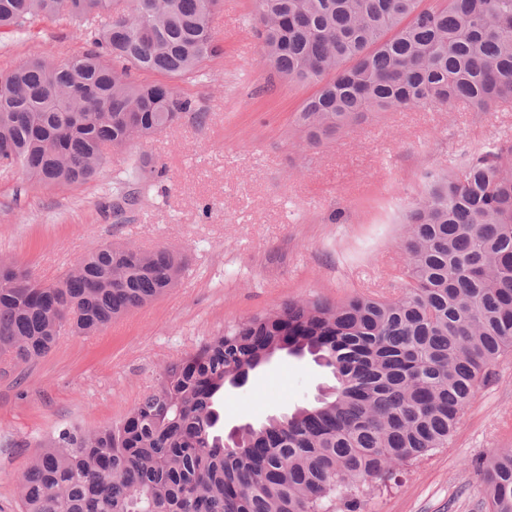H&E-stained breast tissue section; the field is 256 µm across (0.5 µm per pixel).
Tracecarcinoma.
Returning a JSON list of instances; mask_svg holds the SVG:
<instances>
[{
  "instance_id": "cac0c4a2",
  "label": "carcinoma",
  "mask_w": 512,
  "mask_h": 512,
  "mask_svg": "<svg viewBox=\"0 0 512 512\" xmlns=\"http://www.w3.org/2000/svg\"><path fill=\"white\" fill-rule=\"evenodd\" d=\"M220 4L0 0V38L69 20L91 45L0 72V168L81 185L105 147L202 117L176 83L223 54ZM254 29L263 66L318 86L297 115L310 148L370 112L512 102V0H256ZM403 223L397 295L290 299L229 327L120 422L47 437L19 477L21 512H360L364 487L448 447L512 355V138L426 172ZM185 271L171 249L133 245H102L51 282L0 261V357L27 364L98 333ZM285 349L318 355L338 385L224 442V388ZM483 491L489 512H512L511 449L487 461Z\"/></svg>"
}]
</instances>
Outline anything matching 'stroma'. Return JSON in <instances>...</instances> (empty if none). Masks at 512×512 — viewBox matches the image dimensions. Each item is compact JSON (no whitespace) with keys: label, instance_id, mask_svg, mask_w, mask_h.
Segmentation results:
<instances>
[{"label":"stroma","instance_id":"obj_1","mask_svg":"<svg viewBox=\"0 0 512 512\" xmlns=\"http://www.w3.org/2000/svg\"><path fill=\"white\" fill-rule=\"evenodd\" d=\"M254 0H223L213 27L224 52L204 80L180 84L205 114L184 118L130 152H109L96 180L43 188L0 168V258L58 278L97 247L176 250L188 268L150 305L94 336H61L46 356L0 361V512H19L17 478L49 434L120 421L164 366L227 326L289 299L392 295L403 265L402 216L427 171L512 136V108L467 104L372 112L324 145L302 147L295 123L314 85L285 83L259 60ZM87 48L68 21L0 40V72ZM147 156L157 173L127 205L116 178ZM336 380L311 356L281 355L220 404L231 428L314 405ZM512 449V359L493 367L447 447L415 461L362 512H488L482 464Z\"/></svg>","mask_w":512,"mask_h":512}]
</instances>
